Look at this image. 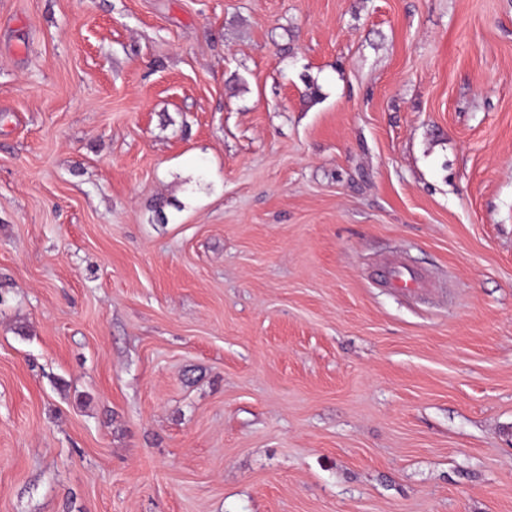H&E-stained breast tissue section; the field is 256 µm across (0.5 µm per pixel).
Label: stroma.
Here are the masks:
<instances>
[{
  "label": "stroma",
  "mask_w": 512,
  "mask_h": 512,
  "mask_svg": "<svg viewBox=\"0 0 512 512\" xmlns=\"http://www.w3.org/2000/svg\"><path fill=\"white\" fill-rule=\"evenodd\" d=\"M0 512H512V0H0ZM387 281L392 288L404 292H415L426 287L425 278L403 264H396L388 269Z\"/></svg>",
  "instance_id": "1"
}]
</instances>
